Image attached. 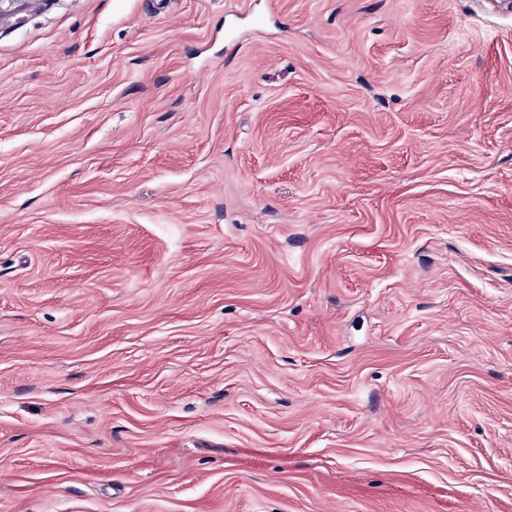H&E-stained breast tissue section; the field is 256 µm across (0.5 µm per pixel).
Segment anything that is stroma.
Wrapping results in <instances>:
<instances>
[{"mask_svg": "<svg viewBox=\"0 0 512 512\" xmlns=\"http://www.w3.org/2000/svg\"><path fill=\"white\" fill-rule=\"evenodd\" d=\"M0 512H512V0L1 17Z\"/></svg>", "mask_w": 512, "mask_h": 512, "instance_id": "obj_1", "label": "stroma"}]
</instances>
